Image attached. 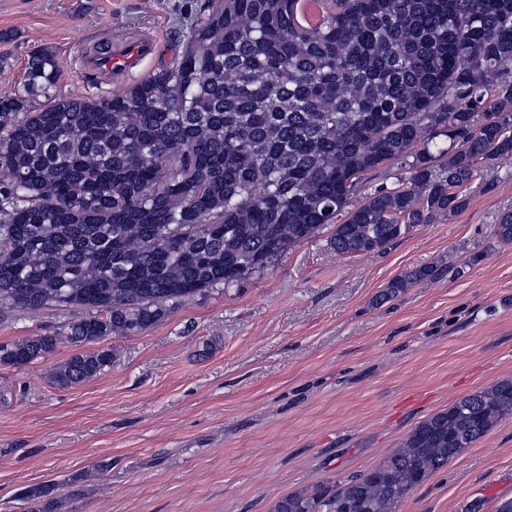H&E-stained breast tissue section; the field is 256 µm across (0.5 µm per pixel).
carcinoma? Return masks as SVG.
<instances>
[{"mask_svg": "<svg viewBox=\"0 0 512 512\" xmlns=\"http://www.w3.org/2000/svg\"><path fill=\"white\" fill-rule=\"evenodd\" d=\"M300 2L203 0L182 51L119 95L57 94L55 53L31 52L0 98V319L83 314L62 336L1 343V365L139 334L327 226L339 255L381 252L463 211L478 162L512 163V0H336L314 22ZM409 158L406 184L349 207L363 175ZM433 276L406 272L379 301ZM113 359L78 353L49 382L90 380ZM507 417L511 380L423 421L368 473L287 494L274 512H395ZM22 498L57 512L52 483Z\"/></svg>", "mask_w": 512, "mask_h": 512, "instance_id": "1", "label": "carcinoma"}]
</instances>
